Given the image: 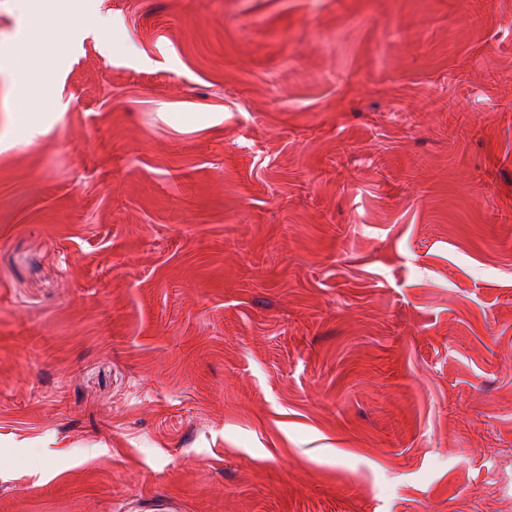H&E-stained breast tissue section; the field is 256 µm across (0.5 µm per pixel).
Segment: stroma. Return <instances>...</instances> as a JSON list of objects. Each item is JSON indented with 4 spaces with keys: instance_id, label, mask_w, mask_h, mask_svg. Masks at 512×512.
Wrapping results in <instances>:
<instances>
[{
    "instance_id": "stroma-1",
    "label": "stroma",
    "mask_w": 512,
    "mask_h": 512,
    "mask_svg": "<svg viewBox=\"0 0 512 512\" xmlns=\"http://www.w3.org/2000/svg\"><path fill=\"white\" fill-rule=\"evenodd\" d=\"M67 8L0 512H512V0Z\"/></svg>"
}]
</instances>
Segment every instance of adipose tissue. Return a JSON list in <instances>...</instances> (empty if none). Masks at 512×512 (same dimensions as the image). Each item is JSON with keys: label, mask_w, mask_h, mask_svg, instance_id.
Instances as JSON below:
<instances>
[{"label": "adipose tissue", "mask_w": 512, "mask_h": 512, "mask_svg": "<svg viewBox=\"0 0 512 512\" xmlns=\"http://www.w3.org/2000/svg\"><path fill=\"white\" fill-rule=\"evenodd\" d=\"M21 2L26 8L28 27L33 35L24 40L21 51L15 53L9 62L14 74L12 92L19 107L9 113L7 124L0 127V149L30 143L41 133L45 111L51 102L34 93L36 78L29 72L28 59L37 54L47 55L53 40L62 38L71 25L70 18L49 15L48 0Z\"/></svg>", "instance_id": "adipose-tissue-1"}]
</instances>
